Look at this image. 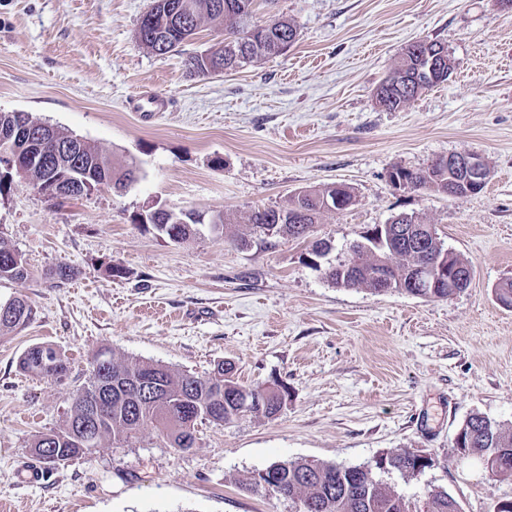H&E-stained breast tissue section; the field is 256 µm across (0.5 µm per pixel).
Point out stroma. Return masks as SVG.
<instances>
[{
	"label": "stroma",
	"mask_w": 512,
	"mask_h": 512,
	"mask_svg": "<svg viewBox=\"0 0 512 512\" xmlns=\"http://www.w3.org/2000/svg\"><path fill=\"white\" fill-rule=\"evenodd\" d=\"M152 0H0V111H23L139 167L119 195L104 186L59 201L24 184L0 196V238L31 276L0 281V302L24 297L35 315L0 337V507L10 512H297V502L241 487L279 460L364 465L421 448L417 477L385 480L415 502L431 489L461 512H495L512 478L491 475L455 447L479 414L512 427V8L500 0H255L263 22L296 27L280 55L220 75L193 76L186 58L222 29L201 24L179 52L155 56L135 32ZM439 41L448 81L389 112L376 88L414 41ZM157 92L172 111L133 112ZM460 150L484 156L482 193L399 191L396 166L422 169ZM339 183L353 205L322 213L308 237L260 240L251 209ZM230 213L218 235L161 237L146 207ZM400 213L434 225L472 268L468 288L429 301L401 290L339 288L310 263L329 261ZM247 234L240 247L231 235ZM121 269L111 277L106 265ZM60 265L75 276L49 287ZM49 344L70 366L59 381L28 376L18 359ZM202 375L232 362L243 385L277 382L288 397L272 419L245 414L199 425L196 444L170 447L153 426L66 463L41 462L35 435L59 428L101 352ZM38 479H31V470Z\"/></svg>",
	"instance_id": "1"
}]
</instances>
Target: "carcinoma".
Wrapping results in <instances>:
<instances>
[{
	"mask_svg": "<svg viewBox=\"0 0 512 512\" xmlns=\"http://www.w3.org/2000/svg\"><path fill=\"white\" fill-rule=\"evenodd\" d=\"M170 4L181 6L178 16L190 24L191 34L198 25L190 22L209 20L224 25V42L210 51L213 58L224 60V70H236L257 58L283 53L296 39L297 32L287 18L274 17L263 25L256 23L253 0H160L152 5L147 14L140 17L138 43L149 52L158 45L165 53L175 52L185 38L177 24L171 21ZM423 46L414 42L405 48L401 59L393 69L400 78L402 88L387 90L380 86L375 96L385 94L381 102L389 111H399L409 102L435 87L427 84L418 74ZM186 66L194 75L208 76L214 73L206 59L195 54L186 59ZM83 155L93 162V169H100L99 162L111 165L112 177L119 180L136 171L132 164H121L101 152L95 145L85 142ZM397 171L406 173L411 190H430L448 193L452 184L464 193L476 195L478 189L467 190L459 183L458 173L434 162L428 167L411 170L403 167ZM337 195L349 202L354 197L348 187L329 184L318 189L296 193L286 206L256 208L248 215V223L255 232L265 237L288 235L294 238L307 236L305 229L316 223L326 209L325 200ZM419 227L417 217L401 213L394 224L374 228L379 234L387 231L393 235V248L353 250L349 257L325 270V278L340 288H366L374 293L386 291L384 284L375 276L379 266L387 268L394 287L421 298L441 299L453 294L448 282L440 279L435 285L419 288L415 283L417 267L433 261L439 253L436 231L433 225L415 232L423 243H401V226ZM159 235L175 243H183L197 234V225L156 224ZM30 276L29 268L8 242L0 238V280L23 281ZM21 305L12 319L0 317V335H7L24 328L33 318L34 310L24 298H16ZM102 358L98 371L90 372L88 384L76 395L67 413L65 424L59 430L37 435L30 449L42 459L48 450L56 452L66 462L101 447L102 443L129 441L146 424H152L162 432L173 448L189 449L196 441L197 426L205 421L224 425L245 413L244 405L255 400L262 402L260 415L273 418L281 411L283 403L278 395L282 386L276 384L258 390L246 387L235 377L229 362L219 361L204 376L175 372L169 367L143 361L98 354ZM19 369L28 375L43 379L61 380L68 372L67 360L50 345L35 344L28 347L18 360ZM147 376L152 380L151 391L135 393L130 380ZM105 379L112 390L109 412L97 424L84 430V403L94 396L98 379ZM463 447L471 455L480 457L494 476L512 475V429L489 418L475 414L460 427ZM392 460L387 468L404 477L417 474L415 456L411 449L403 448L390 453ZM277 474L271 493L299 503L298 512H459L457 501L443 490H431L425 496L422 510H417L402 492L378 477L382 472L378 461L361 466H344L311 460H284L271 464Z\"/></svg>",
	"mask_w": 512,
	"mask_h": 512,
	"instance_id": "carcinoma-1",
	"label": "carcinoma"
}]
</instances>
